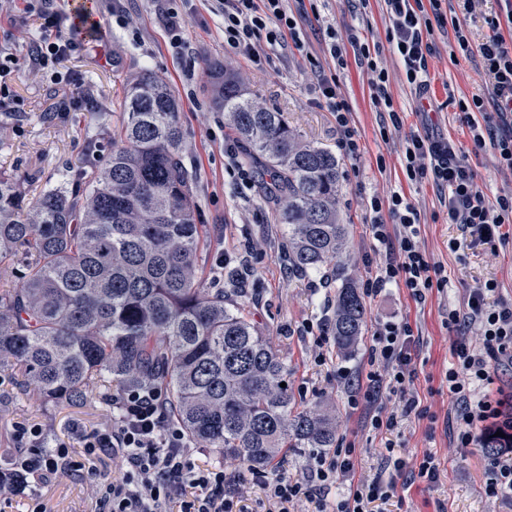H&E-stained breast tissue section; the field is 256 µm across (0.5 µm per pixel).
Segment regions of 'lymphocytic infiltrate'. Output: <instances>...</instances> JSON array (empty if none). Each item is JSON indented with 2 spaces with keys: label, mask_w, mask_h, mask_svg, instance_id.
<instances>
[{
  "label": "lymphocytic infiltrate",
  "mask_w": 512,
  "mask_h": 512,
  "mask_svg": "<svg viewBox=\"0 0 512 512\" xmlns=\"http://www.w3.org/2000/svg\"><path fill=\"white\" fill-rule=\"evenodd\" d=\"M213 14L224 21V45L235 54L259 61V43L269 48H287L299 42L297 16L285 0H210ZM443 0H383L389 26L388 44L397 52L407 82L417 96H426L430 82L429 62L435 53L430 39L434 26L444 25ZM29 13L43 31H55L54 40L36 43L24 61L26 68L44 73L56 71L61 60L78 51L79 43L60 34L62 18L55 0H35ZM512 22V0L501 14L489 20L491 33L471 45L461 25H454L455 42L464 57L479 56L489 79L488 97L456 99L462 124L473 130L475 149L495 150L501 170L512 172V37L501 26ZM365 66L370 76L371 100L387 112L393 126L401 119L388 91L386 68L373 58L369 44L354 34L333 38L329 54L338 66H346L347 53ZM330 112L336 119V145L354 159L361 148L351 126V107L331 84H324ZM404 168L409 180L427 179L440 193L448 209V221L469 228L486 244L505 240L503 225L512 223V193L489 200L479 186L471 165L460 158L451 140L432 127L411 132L404 151ZM369 231L377 243L379 263L362 282L366 296H378L388 285L403 284L411 298L425 303L433 291L447 283L443 268L432 263L422 249L420 214L397 193L372 197ZM498 285L488 280L469 290L463 309L448 312V325L456 333L452 362L445 374L453 398L458 448L476 447L478 432L486 426L512 430V397L491 398L484 386L494 384L500 374L512 373V302L496 299ZM477 329L479 342L470 341L468 329ZM412 325L405 320L376 323L370 347L371 372L351 383L348 403L366 405L373 429H392L399 419L428 415L415 392L416 345ZM117 409L110 425L77 429L83 451L43 448L38 427L21 425L15 431L19 448L11 471L0 476V488L9 496L24 493L29 484L51 482L59 472L95 474L96 461L105 455L124 458L126 469L119 478L97 483L104 512H240L239 503L254 484H262L280 512H367L370 503L394 497L399 485L421 477L435 480L440 463L424 453L417 469L407 468L402 459L387 456L388 475L354 480L353 451L335 449L331 456H315L300 477L283 471L265 473L239 469L229 476L223 467L199 465L183 430L177 426L159 388L149 385L123 387L113 395ZM343 487L336 499H328L332 484Z\"/></svg>",
  "instance_id": "obj_1"
}]
</instances>
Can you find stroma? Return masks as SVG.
Returning <instances> with one entry per match:
<instances>
[{"instance_id": "1", "label": "stroma", "mask_w": 512, "mask_h": 512, "mask_svg": "<svg viewBox=\"0 0 512 512\" xmlns=\"http://www.w3.org/2000/svg\"><path fill=\"white\" fill-rule=\"evenodd\" d=\"M90 3V14L100 25L96 31L74 26L67 0L55 2L65 17L64 33L82 45L59 69L82 81L85 102L52 119L60 106L56 85L26 72L10 74L12 110L0 111V137L9 146L0 150V172L21 178L30 196L73 173H90L96 160L88 147L111 142L124 85L140 69L153 71L171 86L181 105L184 162L194 182L199 221L206 229V244L198 256L205 286L223 287L225 267L243 272L235 299L246 305L252 321L286 362L288 385L301 407L335 409L336 444L354 445L355 477L380 471V452L389 443L405 459L427 450L440 457L437 482L415 480L401 488L397 498L374 503L375 512H512V500H494L483 493L485 449L456 453V425L450 418L453 402L444 378L454 339L448 330V312L462 308L468 288L493 280L499 286V298L512 302V236L494 248L475 242L463 225L449 223L432 182L408 180L403 166L405 137L421 126L419 100L386 40L381 0H313L314 14L300 24V46L262 48L263 61L258 65L225 48L222 20L204 8L203 0L181 4L188 26L186 48L180 55L156 22L153 0H127L122 27L108 15L102 0ZM443 10L477 44L489 35L487 20L499 7L497 0H476L473 11L467 12L461 0H445ZM26 19L19 7L0 14V47L19 58L41 37ZM330 27L341 34L353 31L361 41L379 45V62L389 72L401 128L391 126L387 112L374 106L365 68L354 60L345 68L336 67L328 50ZM432 40L436 53L429 63L430 93L436 109L429 117L433 125L466 156L489 198L512 192V174L499 170L492 149L474 151L458 109L447 103L452 92L467 98L487 96V76L476 60H451L452 27L435 28ZM215 60L238 72L249 96L282 113L304 141L331 150L336 147V121L319 82L324 77L333 79L337 93L352 109V127L361 145L357 160L340 161V217L348 226V275L361 281L374 256L366 199L397 193L421 212L422 245L448 277L443 291L419 305L406 288L389 285L379 297L366 299L364 331L351 354L340 357L333 344L316 345V337L328 329L333 315L336 284L318 274L289 273L285 225L275 222L259 189L240 191L234 177L225 172L224 151L236 146L237 140L216 103V85L209 73V64ZM388 318L407 319L419 333L415 388L434 417L407 418L393 430L378 432L371 428L364 409L349 408L344 377L367 370L373 326ZM112 412V397L106 393L95 394L80 407L42 402L21 373L2 368L0 467H9L18 453L12 437L15 423L37 426L44 447L74 449L78 443L73 422L87 429L101 427L111 423ZM31 491L48 512H101L95 479L86 475L66 473L51 483L32 486Z\"/></svg>"}]
</instances>
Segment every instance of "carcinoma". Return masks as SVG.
<instances>
[{
  "label": "carcinoma",
  "instance_id": "carcinoma-1",
  "mask_svg": "<svg viewBox=\"0 0 512 512\" xmlns=\"http://www.w3.org/2000/svg\"><path fill=\"white\" fill-rule=\"evenodd\" d=\"M210 73L276 222L287 226L288 271L328 268L340 281L329 328L344 355L367 309L339 264L346 225L336 155L302 141L224 64ZM120 113L112 151L90 180L68 179L27 209L21 182L0 173V262L21 279L0 292V363L16 361L41 398L72 406L114 382L154 384L189 440L251 468L290 448L336 447V416L301 408L281 387L288 365L250 314L203 284L205 229L174 91L143 70L126 84Z\"/></svg>",
  "mask_w": 512,
  "mask_h": 512
}]
</instances>
